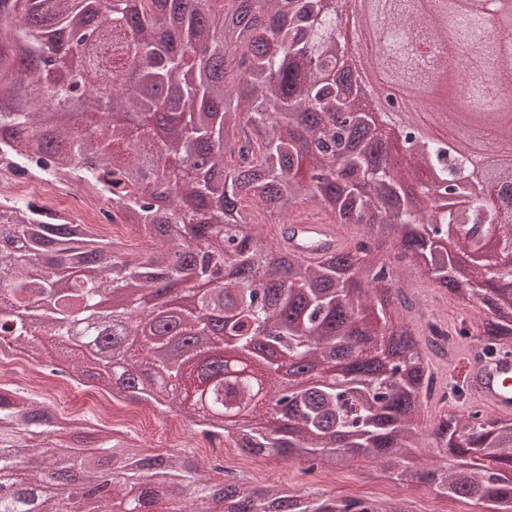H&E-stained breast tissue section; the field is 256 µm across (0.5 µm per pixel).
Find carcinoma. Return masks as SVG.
<instances>
[{"mask_svg":"<svg viewBox=\"0 0 512 512\" xmlns=\"http://www.w3.org/2000/svg\"><path fill=\"white\" fill-rule=\"evenodd\" d=\"M111 0L115 26L90 45L72 40L93 20L91 0H0V148L34 159L48 175L72 174L145 233L138 256L95 239L86 224H43L20 198L0 211V343L41 355L48 332L69 364L72 327L96 320L112 295V343L103 386L155 408L188 412L252 455L298 458L335 469L358 458L383 460L405 484L512 512V427L486 429V413L441 418L456 462L422 471L409 456L414 415L431 391L422 349L431 339L393 315L412 300L390 282L397 262L425 260V275L459 299L489 287L480 341L512 345V263L478 262L463 276L441 241L465 231L461 247L485 251L495 226L512 253V165L493 169L479 193L462 151L415 140L408 169L433 179L442 205L415 208L402 179L377 158L382 142L337 73L351 69L332 41L324 0ZM384 0L393 30L416 25ZM459 25L480 26L482 0H455ZM431 36L448 25V0H434ZM481 63L458 70L470 95L471 124L487 118L494 78L512 77V55L483 36ZM172 204L159 212V187ZM305 203L333 224L362 233L314 266L268 246L259 221L288 224ZM392 240L394 257L379 255ZM39 322L21 314L43 298ZM249 357L274 378L295 377L286 405H252L257 392L236 375H203L218 359ZM73 472L79 483L48 486L44 472ZM203 476L196 464L146 454L108 431L78 423L8 386L0 387V512H403L347 497L249 489Z\"/></svg>","mask_w":512,"mask_h":512,"instance_id":"1","label":"carcinoma"}]
</instances>
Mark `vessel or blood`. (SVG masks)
<instances>
[{
  "mask_svg": "<svg viewBox=\"0 0 512 512\" xmlns=\"http://www.w3.org/2000/svg\"><path fill=\"white\" fill-rule=\"evenodd\" d=\"M280 245L284 251L314 264L320 260L324 249L342 251L347 243L335 225L311 217L293 225ZM462 382L471 402L498 414L512 413L511 350L489 354L482 347H472L465 359Z\"/></svg>",
  "mask_w": 512,
  "mask_h": 512,
  "instance_id": "obj_1",
  "label": "vessel or blood"
}]
</instances>
